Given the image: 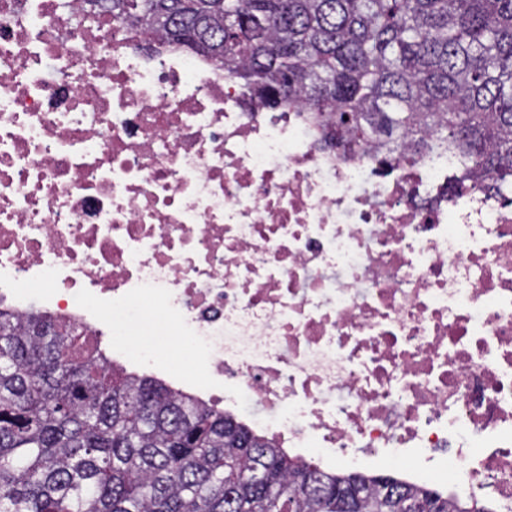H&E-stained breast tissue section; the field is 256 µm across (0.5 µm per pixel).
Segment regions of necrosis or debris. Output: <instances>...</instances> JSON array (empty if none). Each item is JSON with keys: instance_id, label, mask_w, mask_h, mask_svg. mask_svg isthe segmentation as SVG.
I'll return each mask as SVG.
<instances>
[{"instance_id": "necrosis-or-debris-1", "label": "necrosis or debris", "mask_w": 512, "mask_h": 512, "mask_svg": "<svg viewBox=\"0 0 512 512\" xmlns=\"http://www.w3.org/2000/svg\"><path fill=\"white\" fill-rule=\"evenodd\" d=\"M84 0H0V306L43 309L323 471L512 512V196ZM177 337L197 373L168 357Z\"/></svg>"}]
</instances>
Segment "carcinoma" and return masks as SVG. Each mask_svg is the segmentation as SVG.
<instances>
[{"label":"carcinoma","instance_id":"obj_1","mask_svg":"<svg viewBox=\"0 0 512 512\" xmlns=\"http://www.w3.org/2000/svg\"><path fill=\"white\" fill-rule=\"evenodd\" d=\"M86 2L149 48L196 46L276 110L301 104L326 146L444 148L512 190V0ZM82 345L71 324L0 308V512H489L325 472Z\"/></svg>","mask_w":512,"mask_h":512}]
</instances>
